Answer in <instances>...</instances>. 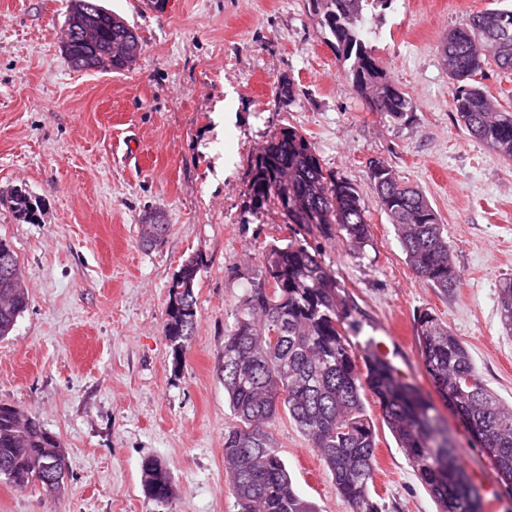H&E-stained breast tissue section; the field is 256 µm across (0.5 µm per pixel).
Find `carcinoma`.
Returning <instances> with one entry per match:
<instances>
[{"instance_id": "1", "label": "carcinoma", "mask_w": 512, "mask_h": 512, "mask_svg": "<svg viewBox=\"0 0 512 512\" xmlns=\"http://www.w3.org/2000/svg\"><path fill=\"white\" fill-rule=\"evenodd\" d=\"M389 0H309L321 27L334 38L336 58L354 92L372 112L398 120L416 108L414 99L387 76L363 38L367 12ZM64 24L66 62L79 70L118 72L137 59L135 28L100 0H71ZM95 27L94 40L82 27ZM440 54L459 83L452 111L457 124L505 159H512V111L488 97L475 77L489 65L512 70V8L487 9L448 34ZM368 178L377 202L399 232L407 263L429 285L451 295L460 283L448 238L436 211L419 189L403 183L383 160L369 161ZM250 201L254 209L274 207L284 223L326 237L333 225L348 246L369 241L366 210L358 187L323 168L304 135L283 128L253 160ZM16 212L35 216V203L18 192ZM203 260L182 264L169 285L165 338L175 363L194 333V286ZM19 269L11 244L0 239V338L9 335L28 306L24 288L12 287ZM250 288L224 332L221 366L224 393L235 418L224 430V463L240 512H317L294 489L275 447L274 422L285 414L301 430L331 474L349 512H384L372 495L377 431L364 395L371 393L382 422L392 433L434 499L438 512H483L472 477L433 399L423 394L360 332L355 309L341 285L307 242L288 239L266 253L261 266L243 275ZM502 328L512 333V277L498 286ZM425 372L440 400L484 450L505 487L512 486V408L490 391L467 350L432 312L416 319ZM62 450L57 438L19 408L0 404V477L18 489L39 485L57 472ZM147 494L169 501L174 488L166 465L147 458L141 465Z\"/></svg>"}]
</instances>
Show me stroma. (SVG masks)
I'll return each instance as SVG.
<instances>
[{"instance_id":"obj_1","label":"stroma","mask_w":512,"mask_h":512,"mask_svg":"<svg viewBox=\"0 0 512 512\" xmlns=\"http://www.w3.org/2000/svg\"><path fill=\"white\" fill-rule=\"evenodd\" d=\"M70 0H0V238L12 245L29 306L0 339V404L55 435L68 464L60 494L0 479V512H238L224 468L233 415L219 367L224 332L248 288L239 274L270 245L308 240L362 322L358 342L383 343L423 393L415 318L427 309L468 349L484 383L512 403V335L497 310L512 276V161L472 138L452 114L455 86L439 44L468 16L512 0H391L366 37L395 85L415 101L392 121L370 111L336 59L308 0H103L142 39L129 70L78 71L60 45ZM296 96H277L282 81ZM296 128L324 168L357 185L367 245L307 237L280 214L254 210L251 161L280 129ZM387 162L441 218L461 277L440 293L408 266L376 203L367 163ZM30 195L35 220L4 203ZM170 230L149 246L148 215ZM202 257L197 326L174 365L164 336L168 286ZM448 427L478 486L483 512L512 496L456 417ZM297 493L319 512H347L297 426L272 427ZM372 491L384 512H437L385 425ZM162 460L175 494L153 500L145 459Z\"/></svg>"}]
</instances>
